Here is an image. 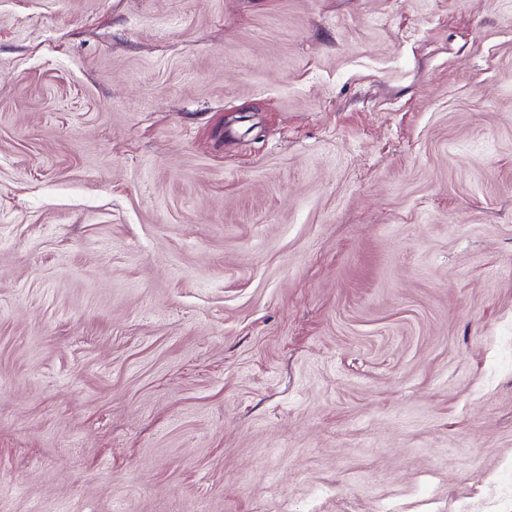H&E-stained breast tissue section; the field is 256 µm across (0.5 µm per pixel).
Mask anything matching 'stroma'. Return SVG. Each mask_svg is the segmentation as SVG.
I'll return each instance as SVG.
<instances>
[{"mask_svg":"<svg viewBox=\"0 0 512 512\" xmlns=\"http://www.w3.org/2000/svg\"><path fill=\"white\" fill-rule=\"evenodd\" d=\"M512 512V0H0V512Z\"/></svg>","mask_w":512,"mask_h":512,"instance_id":"35a3bbf8","label":"stroma"}]
</instances>
